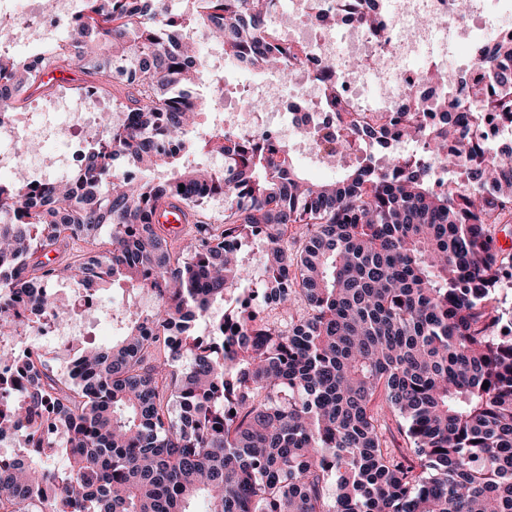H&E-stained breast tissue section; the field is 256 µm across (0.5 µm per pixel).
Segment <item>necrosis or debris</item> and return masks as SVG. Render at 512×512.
<instances>
[{"instance_id":"1","label":"necrosis or debris","mask_w":512,"mask_h":512,"mask_svg":"<svg viewBox=\"0 0 512 512\" xmlns=\"http://www.w3.org/2000/svg\"><path fill=\"white\" fill-rule=\"evenodd\" d=\"M81 0H0V19L19 24L18 35L32 34L46 45L65 44L78 51L70 37ZM335 18L326 26L323 15ZM512 16V0H270L266 30L283 37L291 54L294 78L286 91H260L257 105L246 112H228L223 128L231 134L277 139L295 138L301 155L319 160L321 144L314 128H331L337 139H351L338 113H355L366 124L412 115L426 129L442 114L470 111L457 88L483 80L481 49L502 34ZM336 84L327 97L326 80ZM56 117L52 128L41 125L38 112H1L0 144H23L22 154H0V171L25 168L33 182L68 177L95 127L102 103L95 91L58 95L49 106ZM56 142L61 157L44 166L47 142ZM97 297L82 300L77 316L44 324L22 337L24 347L53 361L61 371L73 368L71 355L78 336L98 320Z\"/></svg>"}]
</instances>
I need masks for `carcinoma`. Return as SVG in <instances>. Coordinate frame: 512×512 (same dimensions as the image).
I'll use <instances>...</instances> for the list:
<instances>
[{"instance_id":"carcinoma-1","label":"carcinoma","mask_w":512,"mask_h":512,"mask_svg":"<svg viewBox=\"0 0 512 512\" xmlns=\"http://www.w3.org/2000/svg\"><path fill=\"white\" fill-rule=\"evenodd\" d=\"M184 2L175 14L166 0H85L72 28L84 56L0 54V104L76 61L132 114L123 128L101 114L105 144H89L69 178L0 183V333L30 328L10 294L67 317L60 278L123 295L118 336L78 351L82 379L51 375L31 352L0 359L23 383L20 401L0 398V435L42 449L0 467V512H192L197 497L206 512H512V318L498 295L512 255L496 245L512 224V141L481 148L477 112L426 132L339 112L378 153L323 183L268 137L213 126L190 142V118L211 106L191 89L206 80L187 39L197 26L247 69L285 81L289 69L262 27L267 0ZM482 66L489 88L459 93L512 121V37ZM422 138L430 148L413 158L386 153ZM203 149L224 153V169L190 160ZM162 167L169 177H151ZM213 198L222 225L198 220ZM171 202L189 216L183 247L158 227ZM104 229V253L39 260ZM257 230L253 298L242 251ZM144 289L149 313L134 302ZM389 417L401 452L387 445Z\"/></svg>"}]
</instances>
